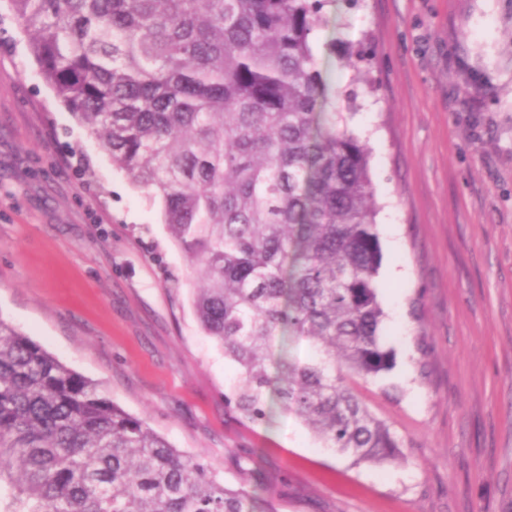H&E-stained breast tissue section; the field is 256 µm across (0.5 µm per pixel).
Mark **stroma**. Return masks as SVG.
<instances>
[{"instance_id": "obj_1", "label": "stroma", "mask_w": 512, "mask_h": 512, "mask_svg": "<svg viewBox=\"0 0 512 512\" xmlns=\"http://www.w3.org/2000/svg\"><path fill=\"white\" fill-rule=\"evenodd\" d=\"M315 38L372 149L383 334L359 388L403 444L355 463L274 409L242 421L238 369L192 308L196 267L161 203L54 96L0 0V317L220 480L276 512H512V0H331ZM371 43L373 86L333 40ZM399 388L397 398L383 395Z\"/></svg>"}]
</instances>
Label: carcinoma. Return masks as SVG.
Listing matches in <instances>:
<instances>
[{
    "label": "carcinoma",
    "instance_id": "obj_1",
    "mask_svg": "<svg viewBox=\"0 0 512 512\" xmlns=\"http://www.w3.org/2000/svg\"><path fill=\"white\" fill-rule=\"evenodd\" d=\"M55 97L162 202L199 264L200 328L323 447L393 463L355 384L391 372L371 149L336 111L314 35L329 0H10ZM308 344L301 360L278 345ZM0 512H275L0 317Z\"/></svg>",
    "mask_w": 512,
    "mask_h": 512
}]
</instances>
